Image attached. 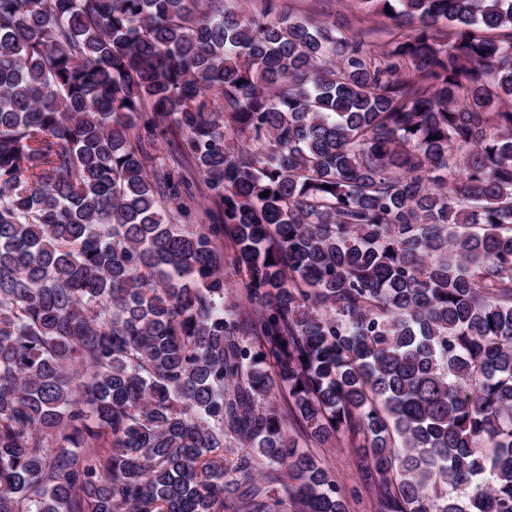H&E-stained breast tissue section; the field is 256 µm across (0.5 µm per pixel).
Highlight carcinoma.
I'll return each mask as SVG.
<instances>
[{"instance_id":"cac0c4a2","label":"carcinoma","mask_w":512,"mask_h":512,"mask_svg":"<svg viewBox=\"0 0 512 512\" xmlns=\"http://www.w3.org/2000/svg\"><path fill=\"white\" fill-rule=\"evenodd\" d=\"M263 2L0 0V512H512V0ZM282 9L305 19L336 21L344 25L355 39L383 49L386 29L393 26L392 20L376 14L369 3L361 0H279ZM182 136L173 128L160 139L154 147L149 148L151 156L155 159L158 169L169 171L174 175H183L188 180V192L193 200L190 202L191 213L187 217H178L180 224H206L202 223L207 208L214 205L208 200L209 192L204 185L203 177L196 171L191 160L184 154L181 148ZM288 435L298 442V448H308L335 476L346 504V512H377L376 492L367 486L355 464V448L347 437L333 445H321L309 440L301 426L288 416Z\"/></svg>"}]
</instances>
